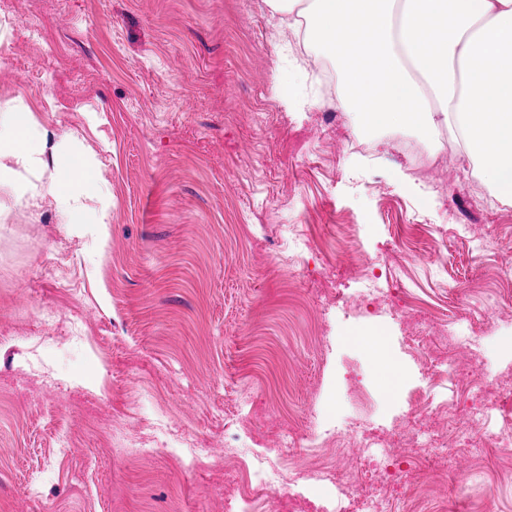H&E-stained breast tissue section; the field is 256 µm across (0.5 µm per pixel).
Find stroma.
Masks as SVG:
<instances>
[{
  "label": "stroma",
  "mask_w": 512,
  "mask_h": 512,
  "mask_svg": "<svg viewBox=\"0 0 512 512\" xmlns=\"http://www.w3.org/2000/svg\"><path fill=\"white\" fill-rule=\"evenodd\" d=\"M0 98L16 99L95 165L112 200L106 244L67 234L52 200L0 218V512H227L234 472L253 452L309 501L334 512V491L307 482L324 463L351 471L335 438L297 448L316 426L385 434L427 390L455 398L450 369L402 342L409 317L459 324L458 363L487 383L512 376V203L493 200L462 166L429 164L430 204L394 171L409 129L329 122L310 69L279 60L262 0H0ZM292 74L312 101L302 116L274 95ZM369 139L370 153L345 136ZM308 239L291 256L282 225ZM486 224L500 246L472 247ZM403 285L398 311L361 267ZM487 313L481 335L459 320ZM378 331L381 353L351 344ZM402 373L387 397L375 372ZM192 431L208 455L194 469L172 452L125 458L124 435L152 446V421ZM461 512L485 494L512 512V462L473 448L454 472L409 476L393 505L438 512L450 492Z\"/></svg>",
  "instance_id": "35a3bbf8"
}]
</instances>
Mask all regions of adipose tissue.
<instances>
[{"mask_svg": "<svg viewBox=\"0 0 512 512\" xmlns=\"http://www.w3.org/2000/svg\"><path fill=\"white\" fill-rule=\"evenodd\" d=\"M274 41L302 31L335 62L340 103L359 127H404L512 201V0H263ZM38 174L35 183L26 182ZM53 199L67 233L107 241L112 203L87 156L60 150L32 112L0 101V215Z\"/></svg>", "mask_w": 512, "mask_h": 512, "instance_id": "1", "label": "adipose tissue"}]
</instances>
